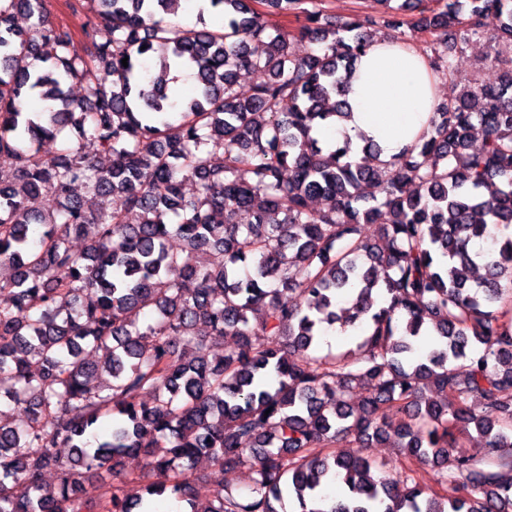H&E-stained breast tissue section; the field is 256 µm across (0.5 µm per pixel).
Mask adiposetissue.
Wrapping results in <instances>:
<instances>
[{
	"label": "adipose tissue",
	"mask_w": 512,
	"mask_h": 512,
	"mask_svg": "<svg viewBox=\"0 0 512 512\" xmlns=\"http://www.w3.org/2000/svg\"><path fill=\"white\" fill-rule=\"evenodd\" d=\"M349 118L317 130L324 143L377 142L385 160L414 144L437 105L426 59L397 40L374 41L359 58L346 85Z\"/></svg>",
	"instance_id": "adipose-tissue-1"
}]
</instances>
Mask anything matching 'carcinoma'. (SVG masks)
<instances>
[{
  "mask_svg": "<svg viewBox=\"0 0 512 512\" xmlns=\"http://www.w3.org/2000/svg\"><path fill=\"white\" fill-rule=\"evenodd\" d=\"M89 2L81 55L46 0H0V403L26 414L0 412V512H154L159 498L279 512L286 497L300 512H512V74L458 93L448 59L474 37L512 45V0H467L465 15L460 0H379L415 13L448 79L390 163L372 141L358 158L313 137L347 117L345 75L375 37L327 27L323 0H210L223 24L201 10L192 28L168 20L181 0ZM290 16L295 35L269 23ZM297 36L316 48L295 55ZM184 66L189 100L172 91ZM74 132L108 165L71 148ZM46 139L63 154L43 156ZM47 194L62 205L44 217ZM104 196L120 205L101 210ZM172 235L184 249H166ZM484 238L495 249L471 253ZM335 325L355 346L316 358ZM359 385L371 393L354 411ZM473 432L480 459L460 443ZM391 436L410 463L397 477L345 451ZM129 456L142 467L117 483ZM202 456L214 495L198 504ZM424 467L454 494L422 485ZM242 468L245 497L224 481Z\"/></svg>",
  "mask_w": 512,
  "mask_h": 512,
  "instance_id": "1",
  "label": "carcinoma"
}]
</instances>
